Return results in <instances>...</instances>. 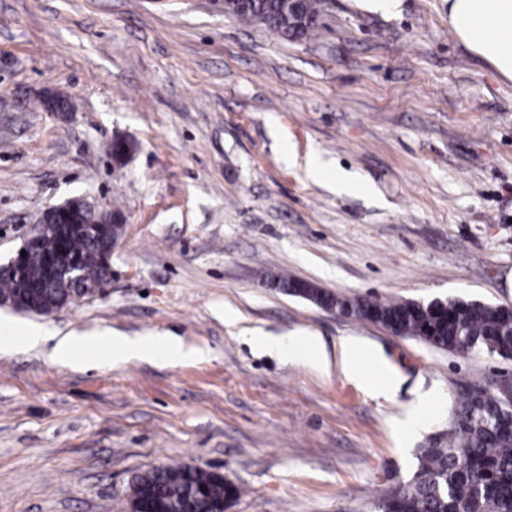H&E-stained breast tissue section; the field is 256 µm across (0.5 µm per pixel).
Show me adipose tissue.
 Segmentation results:
<instances>
[{
    "label": "adipose tissue",
    "instance_id": "ef3b65f1",
    "mask_svg": "<svg viewBox=\"0 0 512 512\" xmlns=\"http://www.w3.org/2000/svg\"><path fill=\"white\" fill-rule=\"evenodd\" d=\"M448 25L474 54L505 79L512 80V0H448ZM254 342L263 351L286 361L304 355L318 367L329 364L314 336H258ZM56 354L59 360L72 364L101 359L184 360L193 356L192 351L170 336L132 337L108 330L93 336L65 334L57 342Z\"/></svg>",
    "mask_w": 512,
    "mask_h": 512
}]
</instances>
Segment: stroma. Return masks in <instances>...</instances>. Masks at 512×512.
Returning a JSON list of instances; mask_svg holds the SVG:
<instances>
[{"label": "stroma", "instance_id": "35a3bbf8", "mask_svg": "<svg viewBox=\"0 0 512 512\" xmlns=\"http://www.w3.org/2000/svg\"><path fill=\"white\" fill-rule=\"evenodd\" d=\"M58 92L63 121L38 100ZM130 140L117 164L109 145ZM351 173L337 192L310 163ZM73 198L120 208L104 296L0 352V512H129L135 474L187 463L239 488L226 512H376L512 360L460 356L268 284L512 306V81L448 26L324 0L289 42L219 0H0V264L19 226ZM178 336L202 357L75 367L69 332ZM318 336L328 369L250 337ZM369 382L346 374L341 345ZM388 374L393 391L374 386ZM418 409L423 427L400 422Z\"/></svg>", "mask_w": 512, "mask_h": 512}]
</instances>
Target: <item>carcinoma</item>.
<instances>
[{
	"label": "carcinoma",
	"instance_id": "cac0c4a2",
	"mask_svg": "<svg viewBox=\"0 0 512 512\" xmlns=\"http://www.w3.org/2000/svg\"><path fill=\"white\" fill-rule=\"evenodd\" d=\"M242 22H258L290 41L315 35L317 24L298 28L288 24V10L280 0H248L231 12ZM116 230L104 224L93 239L73 228L63 231L47 225L40 244L24 260L23 273L0 271V294L48 307L71 297L78 286L44 277L46 257L59 250L65 258L87 269L92 282L108 277L107 250ZM320 307H338L393 333L409 335L437 348L458 354L485 351L512 359V322L495 305L450 300L443 311L411 300L355 298L353 306L338 294L319 289ZM457 424L448 444L437 443L420 451L419 476L405 486L388 489L378 501V512H512V403L496 390L474 387L462 395L455 409ZM130 499L146 496L151 512H175L193 498L208 512H224V504L238 489L224 477L187 465H167L145 471L130 486Z\"/></svg>",
	"mask_w": 512,
	"mask_h": 512
}]
</instances>
